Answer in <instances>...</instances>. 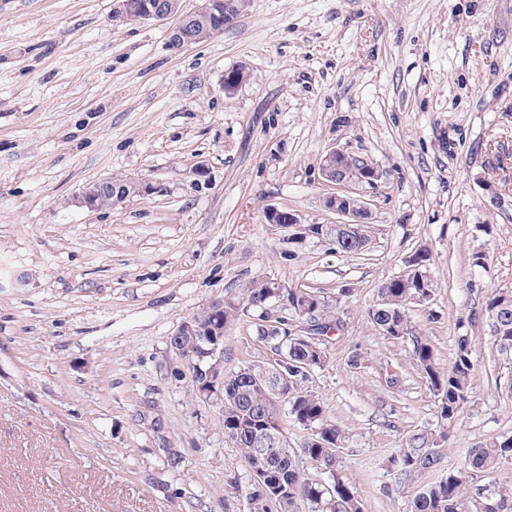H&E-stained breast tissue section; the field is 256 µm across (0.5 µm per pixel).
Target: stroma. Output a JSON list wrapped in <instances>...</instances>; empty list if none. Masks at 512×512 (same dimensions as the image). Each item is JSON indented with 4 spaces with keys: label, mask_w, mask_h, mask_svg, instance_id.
<instances>
[{
    "label": "stroma",
    "mask_w": 512,
    "mask_h": 512,
    "mask_svg": "<svg viewBox=\"0 0 512 512\" xmlns=\"http://www.w3.org/2000/svg\"><path fill=\"white\" fill-rule=\"evenodd\" d=\"M113 0H0V512H263L169 347L180 323L254 281L323 292L342 325L306 387L345 430L339 477L363 512H406L470 448L512 434V392L483 316L512 291V0H249L211 38L117 23ZM244 68L232 92L224 74ZM373 162L362 254L292 244L264 213L330 224L319 165ZM204 175H196L197 166ZM150 185L91 210L88 184ZM430 252L416 331L440 367L472 339L453 424L410 338L368 318ZM259 322L224 333V368L261 361ZM414 435L440 464L400 476Z\"/></svg>",
    "instance_id": "obj_1"
}]
</instances>
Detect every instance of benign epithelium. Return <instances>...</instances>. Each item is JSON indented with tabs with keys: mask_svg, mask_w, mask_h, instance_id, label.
<instances>
[{
	"mask_svg": "<svg viewBox=\"0 0 512 512\" xmlns=\"http://www.w3.org/2000/svg\"><path fill=\"white\" fill-rule=\"evenodd\" d=\"M247 0H204L203 5L191 13L179 12L180 4L173 0H141L132 4L131 0H115L112 20L120 22L163 21L172 16L178 17L177 24L170 32V46L178 50L192 42L187 36V29L200 15L210 16L214 20L212 32L218 33L238 13L244 10ZM346 152L333 148L329 150L320 163L321 181L330 188L323 198V207L339 216L343 224H359L369 208L362 197L353 195V189L363 185L374 186L381 178L380 170L369 161H364L360 168L350 170L344 165ZM269 224H276L286 231L296 229L302 224L301 216L290 210L270 207L265 212ZM210 310L217 321L204 332L193 318L184 320L176 333L170 337V349L181 357L184 367L195 382L199 396H212L215 388L224 382V302L216 301ZM208 335L211 346L208 348L206 362L194 361L181 355V345L185 341L196 342V338Z\"/></svg>",
	"mask_w": 512,
	"mask_h": 512,
	"instance_id": "1",
	"label": "benign epithelium"
}]
</instances>
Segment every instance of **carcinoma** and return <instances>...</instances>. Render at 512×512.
<instances>
[{
	"label": "carcinoma",
	"instance_id": "cac0c4a2",
	"mask_svg": "<svg viewBox=\"0 0 512 512\" xmlns=\"http://www.w3.org/2000/svg\"><path fill=\"white\" fill-rule=\"evenodd\" d=\"M124 179L112 177L102 187L98 205L110 208ZM317 238L329 241L343 254H360L370 241L366 224H304L295 231L297 241ZM429 252L418 250L407 261L403 275L395 276L378 289L380 304L368 312L371 323L380 334L392 339L413 338L414 360L429 381L440 403V416L453 423L467 405L470 381L475 362L469 336H457L453 361L444 371L436 362L432 346L416 333L407 314L411 304L426 306L432 302L436 285L428 272ZM276 302L271 283L254 282L243 289L241 296L224 302V325L240 317L265 312ZM490 332L497 351L506 365L512 367V292L495 293L486 301ZM312 320L324 327L338 328L340 320L331 305L320 302ZM288 364L280 366L288 376L283 380L259 365H246L224 373V436L238 449L246 463L258 458L266 460L265 469L271 482L258 496L268 501L275 512H303L308 504L312 512H362L354 492L339 479L321 483L310 477L302 459H310L334 471L338 465V449L344 430L328 416L327 407L307 391L305 382L310 371L326 359L321 341H288ZM291 417L298 424L313 429L301 451L281 446L265 436L281 435V417ZM512 460V436L496 437L470 449L466 469L448 472V476L422 487L411 500L408 512H512V487L502 486L478 499H469V481L477 472H490ZM400 474L410 476L436 468L438 454L419 444L413 437L393 458Z\"/></svg>",
	"mask_w": 512,
	"mask_h": 512
}]
</instances>
